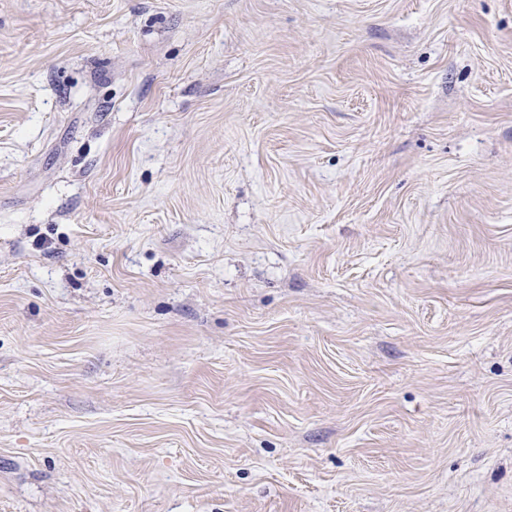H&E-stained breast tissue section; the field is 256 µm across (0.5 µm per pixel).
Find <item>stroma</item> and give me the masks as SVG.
I'll use <instances>...</instances> for the list:
<instances>
[{
    "instance_id": "35a3bbf8",
    "label": "stroma",
    "mask_w": 512,
    "mask_h": 512,
    "mask_svg": "<svg viewBox=\"0 0 512 512\" xmlns=\"http://www.w3.org/2000/svg\"><path fill=\"white\" fill-rule=\"evenodd\" d=\"M0 512H512V0H0Z\"/></svg>"
}]
</instances>
